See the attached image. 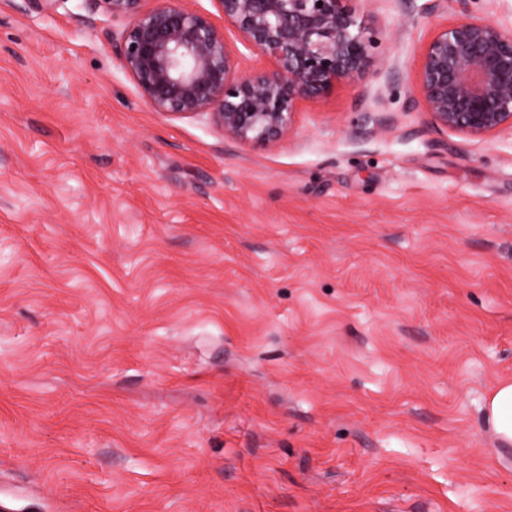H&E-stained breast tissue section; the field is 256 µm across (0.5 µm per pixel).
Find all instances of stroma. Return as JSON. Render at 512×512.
Instances as JSON below:
<instances>
[{
	"label": "stroma",
	"mask_w": 512,
	"mask_h": 512,
	"mask_svg": "<svg viewBox=\"0 0 512 512\" xmlns=\"http://www.w3.org/2000/svg\"><path fill=\"white\" fill-rule=\"evenodd\" d=\"M280 142L154 111L88 0H0V512H512V130L423 47L512 0H348ZM486 419L503 445L512 444V381L500 382L486 402Z\"/></svg>",
	"instance_id": "1"
}]
</instances>
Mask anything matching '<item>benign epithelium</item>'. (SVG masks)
<instances>
[{
  "label": "benign epithelium",
  "instance_id": "1",
  "mask_svg": "<svg viewBox=\"0 0 512 512\" xmlns=\"http://www.w3.org/2000/svg\"><path fill=\"white\" fill-rule=\"evenodd\" d=\"M122 23L112 48L156 112H204L242 143L274 144L289 132L298 103L327 97L361 73L375 44L343 0H214L242 46L273 69L239 71L224 27L180 0H91ZM426 111L443 129L482 139L512 129V33L467 17L426 43L418 67Z\"/></svg>",
  "mask_w": 512,
  "mask_h": 512
}]
</instances>
